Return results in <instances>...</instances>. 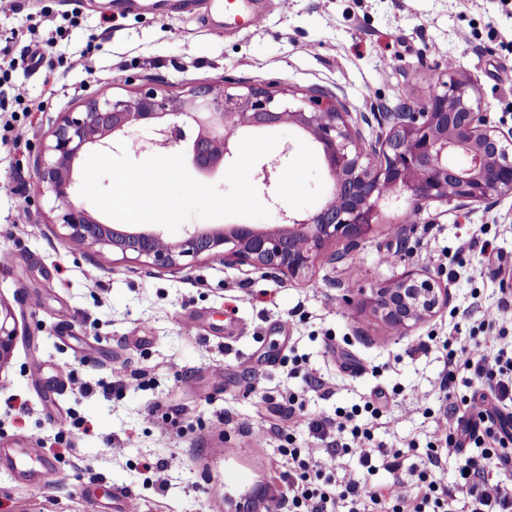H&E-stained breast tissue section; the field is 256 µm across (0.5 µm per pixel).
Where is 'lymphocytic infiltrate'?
Segmentation results:
<instances>
[{
    "label": "lymphocytic infiltrate",
    "mask_w": 512,
    "mask_h": 512,
    "mask_svg": "<svg viewBox=\"0 0 512 512\" xmlns=\"http://www.w3.org/2000/svg\"><path fill=\"white\" fill-rule=\"evenodd\" d=\"M506 308L485 310L481 340L458 344L449 350L444 386L457 379L477 382L484 391L472 394L465 414L450 409L439 417L438 443L419 456L418 464L405 466L401 449L379 448L360 413L381 419L386 394L377 391L363 410L337 412L333 417H311L298 397H290L288 416L307 427L322 442L318 448H284L280 451L279 478L284 484L269 512H512V489L490 477L491 470L512 471V432L499 407L512 401V351L498 347L493 329ZM356 457L359 468L340 470L341 454ZM457 458L454 485L444 481L443 467ZM383 462L395 477L387 492H379L368 476ZM418 484L417 496L408 488Z\"/></svg>",
    "instance_id": "lymphocytic-infiltrate-1"
}]
</instances>
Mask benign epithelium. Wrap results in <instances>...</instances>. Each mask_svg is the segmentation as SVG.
I'll return each instance as SVG.
<instances>
[{"label": "benign epithelium", "mask_w": 512, "mask_h": 512, "mask_svg": "<svg viewBox=\"0 0 512 512\" xmlns=\"http://www.w3.org/2000/svg\"><path fill=\"white\" fill-rule=\"evenodd\" d=\"M385 135L364 147L351 113L323 93L281 99L262 87L232 90L201 84L180 96L152 88L128 97L88 96L80 112H68L42 144L38 176L43 192L56 203L65 236L106 249L145 265L176 267L187 257L233 259L271 274L306 275L323 257L331 240L348 241V250L328 260L347 259L357 242L380 224V204L394 193L410 195L421 211L431 201L469 208L512 195V129L490 122L474 86L448 64V79L437 83L422 107H402L382 114ZM263 124H288L319 147L333 180L331 194L305 213L281 211L282 229L247 224L194 226L178 241L159 225L145 230L119 229L94 218L72 197L74 165L89 149L102 152L120 142L126 149H169L185 139L193 125L198 135L189 146L194 165L209 172L239 149L243 132ZM147 125L154 137L134 138ZM381 152L384 163L370 154ZM448 304V289L430 274L409 268L398 278L380 282L362 294L361 306L388 328L406 334L433 318ZM12 311L0 305V365L13 349Z\"/></svg>", "instance_id": "benign-epithelium-1"}]
</instances>
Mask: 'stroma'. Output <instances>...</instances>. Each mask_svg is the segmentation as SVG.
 I'll list each match as a JSON object with an SVG mask.
<instances>
[{"label":"stroma","instance_id":"stroma-1","mask_svg":"<svg viewBox=\"0 0 512 512\" xmlns=\"http://www.w3.org/2000/svg\"><path fill=\"white\" fill-rule=\"evenodd\" d=\"M118 16L113 0H14L0 12V96L21 89L32 112L0 124V304L16 339L0 365V512H119L130 493L140 512H260L276 485L283 448L319 442L288 418V398L311 416L364 405L388 394V421L374 439L387 448L433 441L434 417L461 405L470 390H447L449 336L482 335L481 316L509 307L500 346L512 345V196L470 209L441 201L412 214L407 198L383 203L386 222L346 261L319 262L303 278L206 257L180 269L146 267L66 239L54 202L41 191V143L88 94L127 96L144 88L181 95L221 80L273 91L318 86L359 119L367 140L384 134L382 113L425 100L455 65L481 96L491 122L512 128V5L507 0H257L259 27L227 30L203 20L208 0H143ZM53 38L55 54L96 42L97 75L30 69L25 45ZM269 157L271 186L259 168L250 179L269 195V217L315 209L332 182L317 146L289 125ZM491 240L493 255L462 249ZM447 252L438 267L431 257ZM483 263L485 279L468 278ZM413 267L447 286L438 314L400 336L358 304L363 291ZM430 340L428 353L417 352ZM332 395L310 390L307 374ZM88 393H80V386ZM430 415L413 413L412 390ZM266 435L253 433L258 420ZM55 463V483L28 492L38 464L13 471L19 449ZM232 456H224L225 448ZM167 465L165 490L151 486L144 462Z\"/></svg>","mask_w":512,"mask_h":512}]
</instances>
